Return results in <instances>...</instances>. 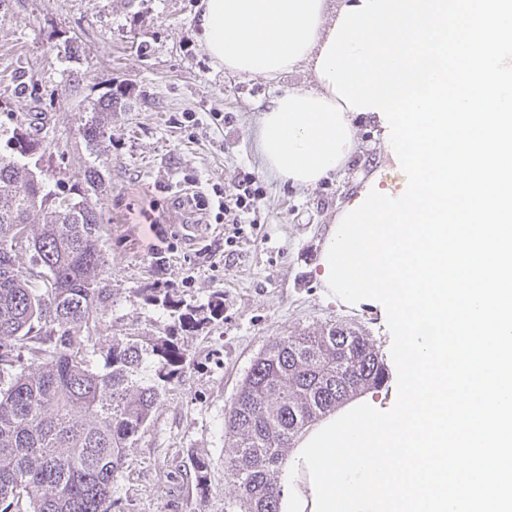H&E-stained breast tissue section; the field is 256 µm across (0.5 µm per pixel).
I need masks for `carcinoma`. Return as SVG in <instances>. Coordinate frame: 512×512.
<instances>
[{"label": "carcinoma", "mask_w": 512, "mask_h": 512, "mask_svg": "<svg viewBox=\"0 0 512 512\" xmlns=\"http://www.w3.org/2000/svg\"><path fill=\"white\" fill-rule=\"evenodd\" d=\"M112 97L93 104L82 130L94 146ZM41 113L18 120L19 158H0V512H117L112 481L150 423L183 353L163 339L103 336L111 303L105 225L97 204L62 197L21 158L42 147ZM44 212L32 224V212ZM36 260L40 275H19ZM146 300L176 312L159 288ZM154 367V375L147 369ZM388 377L360 327L327 324L275 339L254 360L224 418V469L239 512H279L294 439Z\"/></svg>", "instance_id": "1"}]
</instances>
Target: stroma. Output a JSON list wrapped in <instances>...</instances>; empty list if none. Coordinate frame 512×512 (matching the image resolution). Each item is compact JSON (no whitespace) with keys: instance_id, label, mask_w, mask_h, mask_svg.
<instances>
[{"instance_id":"1","label":"stroma","mask_w":512,"mask_h":512,"mask_svg":"<svg viewBox=\"0 0 512 512\" xmlns=\"http://www.w3.org/2000/svg\"><path fill=\"white\" fill-rule=\"evenodd\" d=\"M200 0H0V156L26 112L43 113L46 151L31 168H61L66 184L89 162L103 180L97 203L107 228L112 303L108 335L173 338L180 373L150 424L127 450L112 484L124 512H228L237 488L224 471L231 449L225 413L253 360L277 337L328 323L361 327L383 358L390 331L377 313L350 310L327 296L315 276L330 224L357 194L360 176L397 171L374 116L356 118V150L336 178L298 189L269 177L256 146L258 117L269 100L308 87L305 69L270 81L224 71L198 31ZM119 101L97 146L81 129L91 106ZM264 187L261 224L234 259L224 260V227L203 224L195 240L178 239L197 222L182 190L232 191L240 171ZM159 230L171 250L152 258ZM144 288L167 290L189 308L193 326L146 302ZM210 464L197 486L192 466Z\"/></svg>"}]
</instances>
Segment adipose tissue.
<instances>
[{
    "label": "adipose tissue",
    "instance_id": "adipose-tissue-1",
    "mask_svg": "<svg viewBox=\"0 0 512 512\" xmlns=\"http://www.w3.org/2000/svg\"><path fill=\"white\" fill-rule=\"evenodd\" d=\"M206 52L230 72L274 78L315 70L342 8L329 0H201ZM354 114L327 80L276 96L260 114L257 147L272 178L310 187L345 168L356 144ZM309 473L288 457L280 512H312Z\"/></svg>",
    "mask_w": 512,
    "mask_h": 512
}]
</instances>
